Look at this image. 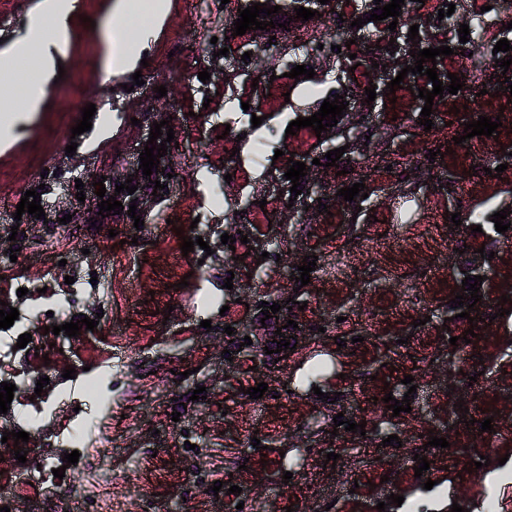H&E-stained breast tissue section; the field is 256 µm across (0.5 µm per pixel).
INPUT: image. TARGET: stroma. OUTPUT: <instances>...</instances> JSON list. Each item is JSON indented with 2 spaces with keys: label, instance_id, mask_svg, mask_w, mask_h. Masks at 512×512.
Instances as JSON below:
<instances>
[{
  "label": "stroma",
  "instance_id": "stroma-1",
  "mask_svg": "<svg viewBox=\"0 0 512 512\" xmlns=\"http://www.w3.org/2000/svg\"><path fill=\"white\" fill-rule=\"evenodd\" d=\"M113 0H79L73 12L71 56L64 75L50 85L39 112L18 130L9 154L0 153V300L29 318L32 341L18 348L20 328H0V382L27 377L15 393L11 408L0 414V432L24 429L19 411L44 410L39 429L29 432L25 462L13 452H0V503L11 512H90L84 486L88 472L99 465L98 453L109 450L110 470L124 475L120 491L122 512H398L390 494L410 499L414 512H431L422 497L423 480L414 476L415 455L431 461L425 478L449 491L466 512L484 499L483 478L465 472L466 448H486L490 460L512 455V436L486 446L475 425L482 416L496 427L512 428V319L494 317L501 297L512 298V240L500 244L483 292L488 302L484 321L445 326L447 305L459 293L453 267L460 248L477 251L485 234L461 229L450 235L444 219L458 208L501 209L512 201V166L492 176L503 151L512 149V94L502 91L487 110L500 119L499 138L472 153L455 146L438 168L394 167L393 170L352 171L337 175L335 167H318L313 176L328 189L363 181L400 184L395 198L369 196L356 220L328 204L325 213L303 223L269 225V211H283L284 200L266 187L272 176L285 173L292 152L323 150L314 131L303 128L286 135V116L320 106L336 89L328 75L325 51H310L306 63L316 72L320 97L305 98L303 82L286 77L280 51L256 62L274 71L266 82L260 126L242 108L252 101L250 89L228 97L225 70L198 55L199 47L224 48L233 30L214 16L216 0H168L169 16L147 50L143 85L134 86L131 73L101 82L102 32ZM210 15L204 28L189 25V10ZM210 71V81L198 78ZM191 76L190 83L179 74ZM166 86L165 97L155 89ZM110 103L115 121L107 136L90 130L72 135L86 104ZM170 113L176 148L169 151L171 179L166 197L133 227L128 215H97L93 198L83 210L73 209L76 182L92 185L95 175L124 173L140 165L150 134L148 109ZM407 89L396 90L394 101L374 107L367 123L373 135L367 159L374 162L412 155L419 150L417 118ZM76 144L74 154L65 148ZM239 152L242 165L228 157ZM480 171H472V162ZM456 174L454 194L439 186ZM41 189L44 219L17 214L25 192ZM441 217L436 241L446 249L441 267L427 254L406 248L403 238L412 226ZM20 233H12V226ZM117 237H109V230ZM243 232L247 243L228 247L224 234ZM383 235L392 248L387 266L364 263L343 278L335 277L333 243L344 244L349 255L364 253L373 237ZM203 238L208 249L185 254L183 238ZM18 246L16 258L6 251ZM317 258L308 285L298 286V266L306 255ZM404 282H397V275ZM73 284H66V277ZM188 287H181V280ZM232 289H225V280ZM291 293L304 310L263 318L262 302H276ZM170 318H163V310ZM365 311L375 334L360 340L357 329L345 333V347L335 341L338 317ZM98 318L94 330H82L76 348L51 362L35 349L49 344L48 325ZM210 328H203V321ZM249 335H242L241 326ZM316 327V341L303 346L305 330ZM283 329L292 347L274 360L276 329ZM474 330L470 344L449 350L446 333ZM390 341L394 356L380 364L375 339ZM262 354H253V346ZM322 363L323 372L308 373ZM479 366L485 389L473 396L450 384L448 368ZM74 368V380L63 371ZM183 380H175V373ZM413 376L409 392L404 376ZM48 378L37 388L40 378ZM99 383L105 402L74 397L72 381ZM267 383L262 398L246 399V388ZM205 396L193 399L196 386ZM409 399L413 414L447 447H425L410 428L382 425L366 434L336 429L333 418L359 423L370 411L386 412L385 394ZM472 424H465V417ZM399 445H385L388 435ZM260 448H253V441ZM368 441L377 448V461L360 463L344 455L335 467H325L329 449ZM79 451L78 463L64 466V454ZM64 467L63 478L47 497L24 496L15 487L38 465ZM290 481H283L284 472ZM225 490L210 493L213 481ZM250 481L248 493L231 494L230 486Z\"/></svg>",
  "mask_w": 512,
  "mask_h": 512
}]
</instances>
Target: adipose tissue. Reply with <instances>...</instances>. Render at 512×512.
Segmentation results:
<instances>
[{
    "instance_id": "1",
    "label": "adipose tissue",
    "mask_w": 512,
    "mask_h": 512,
    "mask_svg": "<svg viewBox=\"0 0 512 512\" xmlns=\"http://www.w3.org/2000/svg\"><path fill=\"white\" fill-rule=\"evenodd\" d=\"M166 10L164 0H151L148 21L133 26L132 0H118L105 38L101 73L111 80L147 47ZM70 0H39L35 11L14 40L0 48V74L13 78L18 93L0 98V111L11 113V125L25 122L39 111L45 90L53 81L59 61L67 57Z\"/></svg>"
}]
</instances>
